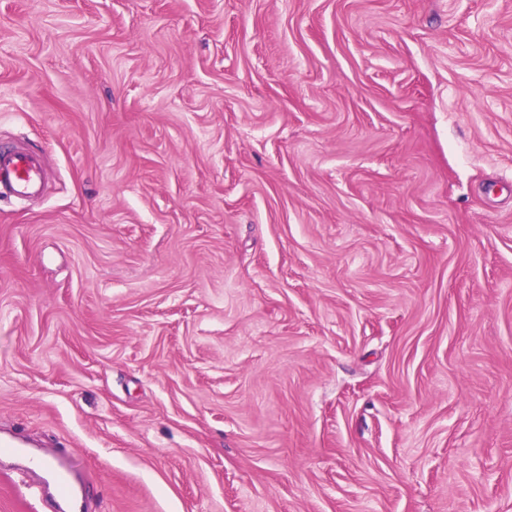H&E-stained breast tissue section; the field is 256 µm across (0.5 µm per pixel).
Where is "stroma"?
<instances>
[{
	"mask_svg": "<svg viewBox=\"0 0 512 512\" xmlns=\"http://www.w3.org/2000/svg\"><path fill=\"white\" fill-rule=\"evenodd\" d=\"M0 142V428L91 512H512V0H0ZM43 178L42 160L38 153L14 144L0 145V193L23 198L35 192Z\"/></svg>",
	"mask_w": 512,
	"mask_h": 512,
	"instance_id": "35a3bbf8",
	"label": "stroma"
}]
</instances>
